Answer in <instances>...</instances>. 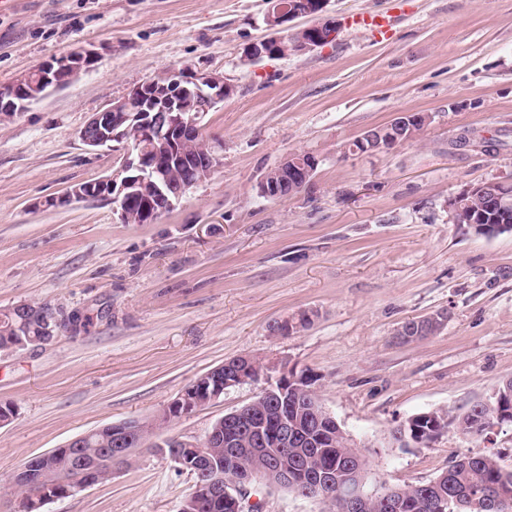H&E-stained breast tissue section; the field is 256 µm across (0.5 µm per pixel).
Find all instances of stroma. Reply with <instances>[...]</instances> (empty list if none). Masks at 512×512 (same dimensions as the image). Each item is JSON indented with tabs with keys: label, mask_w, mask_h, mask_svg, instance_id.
I'll list each match as a JSON object with an SVG mask.
<instances>
[{
	"label": "stroma",
	"mask_w": 512,
	"mask_h": 512,
	"mask_svg": "<svg viewBox=\"0 0 512 512\" xmlns=\"http://www.w3.org/2000/svg\"><path fill=\"white\" fill-rule=\"evenodd\" d=\"M267 0H15L0 12V87L78 48L94 65L24 112L0 113V313L48 305L60 320L42 344L0 351V512L26 461L131 418L162 413L197 377L241 355L309 370L327 412L361 448L365 488L416 485L462 455L512 457V425L486 440L451 422L433 441L401 445L410 417L451 419L493 400L512 378V233L463 232L448 202L512 181V0H329L336 39L244 63L267 37ZM392 18L389 39L351 26ZM224 74L235 91L202 120L221 161L150 224L112 202L51 206L75 184L108 176L120 148L88 149L92 115L163 69ZM403 112L429 115L412 141L353 151ZM496 141L463 149L462 130ZM292 153L318 161L300 193L267 198L259 180ZM447 311L425 339L402 344L409 319ZM311 324L285 335L274 322ZM227 388L172 419L108 482L42 512H179L194 480L154 449L202 439L250 403ZM260 512H328L318 499L252 484Z\"/></svg>",
	"instance_id": "stroma-1"
}]
</instances>
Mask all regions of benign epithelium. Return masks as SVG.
Here are the masks:
<instances>
[{"instance_id": "1", "label": "benign epithelium", "mask_w": 512, "mask_h": 512, "mask_svg": "<svg viewBox=\"0 0 512 512\" xmlns=\"http://www.w3.org/2000/svg\"><path fill=\"white\" fill-rule=\"evenodd\" d=\"M265 22L271 35L250 44L243 51V61L255 62L263 58H278L284 53L305 54L321 47L336 37V20L323 18L328 0H269ZM98 52L80 48L50 63L37 71L21 77L15 84L0 88V103L7 110L26 111L29 106L41 100L53 89L68 85L88 65L94 63ZM233 93V87L224 80L221 73L202 69L185 68L168 70L150 77L135 86L125 97L118 99L101 112L95 113L80 131L81 141L90 149L110 147L117 142L122 145L123 160L112 174L93 182L76 184L62 197L48 202L50 206L64 205L73 199L104 198L115 205L120 220L127 218V203L137 197L140 186L153 184L152 195L142 205V217L151 223L173 207V202L182 195L169 183L166 167L187 165L194 173L190 185L207 179L220 155L219 147L209 141L207 147L194 154H185L182 145L191 139L202 138V117L209 109L224 102ZM147 104L148 109L134 112L129 110V102L134 99ZM429 117L412 112L397 116L387 128V137L379 141L369 130L360 138L361 149L365 153L388 151L407 142L414 126L425 124ZM168 159V165L157 163L159 156ZM317 169V161L304 156L291 154L274 167V172H266L260 179L262 196L278 198L287 185L300 191L312 180ZM235 366L236 371L224 378V387L249 383H261L260 396L246 406L229 412L220 418L199 442L190 445L200 450L212 448L222 438L226 423L246 424L251 447L249 451L261 457L267 440L263 427L246 421L248 410L274 395V390L282 392L288 387L302 389L298 377L289 376L286 366L280 367V376L273 377L268 372L270 364L263 358L247 355L224 362L223 367ZM104 429L112 435V448L109 455L117 458L130 454L140 447L126 424H111ZM301 430L297 423L284 416L280 422L279 437L283 443H301ZM36 463L24 464L14 475L13 482L30 486L39 485L41 478ZM294 467L288 459L277 458L263 463L257 468H248L233 479L215 469L210 474L213 492L224 496V503L231 512H243L242 503L249 495V486L262 481L268 485L286 489L293 483ZM349 491L336 488L331 492V482L320 475H310L309 496L328 500L334 495L346 500L350 512H360L367 495L359 485L358 474L350 469L346 475Z\"/></svg>"}]
</instances>
